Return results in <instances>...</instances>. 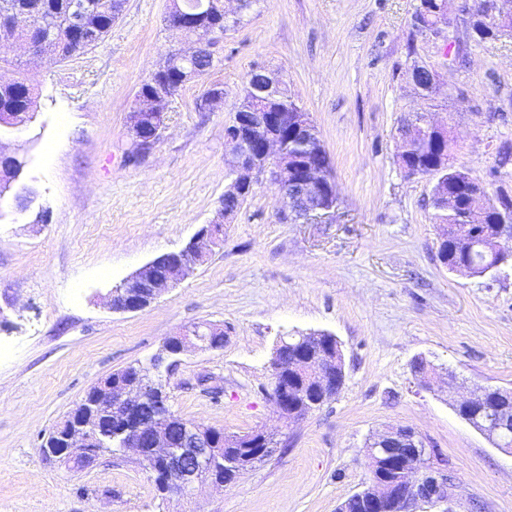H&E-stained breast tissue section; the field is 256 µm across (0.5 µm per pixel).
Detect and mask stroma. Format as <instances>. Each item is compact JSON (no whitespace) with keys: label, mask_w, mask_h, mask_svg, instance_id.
Returning <instances> with one entry per match:
<instances>
[{"label":"stroma","mask_w":512,"mask_h":512,"mask_svg":"<svg viewBox=\"0 0 512 512\" xmlns=\"http://www.w3.org/2000/svg\"><path fill=\"white\" fill-rule=\"evenodd\" d=\"M416 0H259L219 61L166 106L139 158L127 112L179 38L168 0H126L95 47L49 64L9 49L0 76L33 89L35 119L1 129L23 169L0 200V512H336L368 480L366 443L408 426L450 469L454 512H512V454L461 419L453 391L512 389V268L448 270L429 178L400 166V128L445 124L456 166L512 197V39L475 43L450 0L449 39L414 32ZM440 79L429 96L413 65ZM278 72L309 112L339 195L329 223H292L259 180L209 259L151 307L110 310L112 286L181 249L210 222L228 183L224 132L255 66ZM213 83L224 102L201 112ZM223 326L224 346L180 355L166 377L184 419L236 435L275 433L281 451L230 487L160 499L135 452L87 469L46 460L43 437L86 392L156 354L169 336ZM339 341L340 393L296 422L270 397L278 337ZM434 366L430 387L415 359Z\"/></svg>","instance_id":"35a3bbf8"}]
</instances>
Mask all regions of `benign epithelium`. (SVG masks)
Here are the masks:
<instances>
[{
	"label": "benign epithelium",
	"instance_id": "benign-epithelium-1",
	"mask_svg": "<svg viewBox=\"0 0 512 512\" xmlns=\"http://www.w3.org/2000/svg\"><path fill=\"white\" fill-rule=\"evenodd\" d=\"M230 9L220 2L224 26L210 25L198 14L189 12L181 0H170L168 26L183 32L193 28L200 34L197 41L175 49L178 57L192 59L201 53L215 54L224 33L230 25L240 21L243 0H232ZM462 10H478L503 21L512 20V0H476ZM82 8L74 4L66 28L62 30L32 31L17 41L30 55L44 58L42 46L53 41L59 44L84 43L86 37L81 25ZM255 70L266 73V79L252 86L254 94L265 97L278 95L282 79L263 66ZM175 92L168 85L135 97L129 112V132L135 154L147 153L161 136L165 121V105ZM293 123L299 139L309 145L302 164L288 162L281 136L282 128ZM313 125L309 113L300 112L288 120L286 112H254L243 101H238L230 124L225 129V141L230 159L227 168L234 175L224 191L226 196L243 198L248 195L258 178L269 174L279 186L288 215L297 221L304 219L322 222L336 211V185L326 173L321 161L322 151L309 137ZM224 207H219L217 218L204 224L195 236L179 251L161 254L137 269L119 286L112 289L110 305L116 312H138L154 303L164 292L190 276L196 266L204 263L213 248L221 243ZM332 351L318 353L311 349L300 360L288 359L292 341L279 339L271 363L273 383L271 398L277 412L285 419L301 417L299 401L314 410L336 388V376L345 375L342 353L334 336H329ZM224 346V327L207 324L169 337L164 344L165 354L152 356L145 364L132 369V375L112 376L93 388L43 439L42 455L50 460L71 463L78 468L91 466L99 456V448H134L139 463L149 474L157 490L163 494L184 495L202 481L216 486H227L224 480V449L252 448V458L265 459L278 452L275 440L261 432L226 435L223 431L184 420L180 433H172V414L166 410L162 367L167 359L190 349L217 350ZM499 388L481 387L457 399L459 405H469L481 418L490 411H501L491 398ZM490 437L507 445L512 442V421L504 416L498 425L486 431ZM372 462L370 484L352 494L341 504L346 509L355 502L362 512H411L421 501L450 503L453 500L454 480L431 466V449L415 430L407 426L392 427L374 435L366 445Z\"/></svg>",
	"mask_w": 512,
	"mask_h": 512
}]
</instances>
